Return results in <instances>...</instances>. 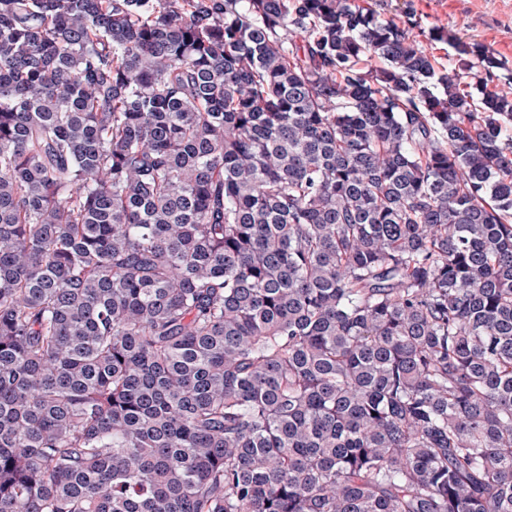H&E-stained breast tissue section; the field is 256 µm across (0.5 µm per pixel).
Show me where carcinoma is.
<instances>
[{
    "instance_id": "1",
    "label": "carcinoma",
    "mask_w": 512,
    "mask_h": 512,
    "mask_svg": "<svg viewBox=\"0 0 512 512\" xmlns=\"http://www.w3.org/2000/svg\"><path fill=\"white\" fill-rule=\"evenodd\" d=\"M350 0H0V512H512V75ZM418 40L433 54L437 61L447 69H453L456 66V53L453 47L448 43L430 42L424 36H419Z\"/></svg>"
}]
</instances>
